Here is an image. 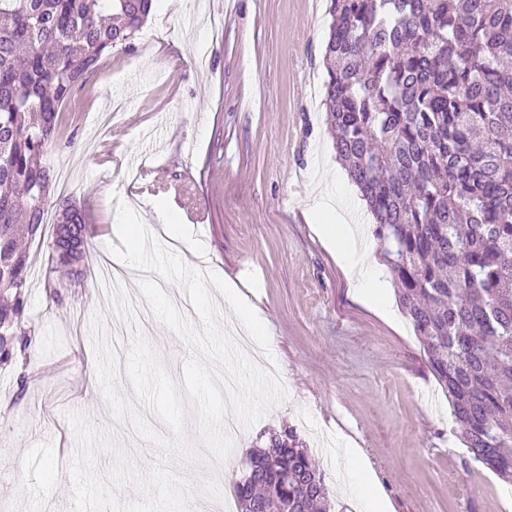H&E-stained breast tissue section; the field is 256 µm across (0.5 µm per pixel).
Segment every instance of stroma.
Masks as SVG:
<instances>
[{
    "mask_svg": "<svg viewBox=\"0 0 512 512\" xmlns=\"http://www.w3.org/2000/svg\"><path fill=\"white\" fill-rule=\"evenodd\" d=\"M327 0H157L156 23L117 46L63 104L43 161L50 212L82 209L91 264L128 253L114 224H152L172 204L199 250L196 270L250 289L287 396L239 428L223 466L183 400L189 455L141 438L167 426L137 400L115 360L134 327L92 279L52 302L49 248L34 243L33 329L22 369H0V512H218L231 477L269 434L294 429L325 474L333 512H358L331 449L361 448L389 512H512V485L472 460L413 324L387 319L348 282L308 212L346 200L372 218L336 159L323 95ZM143 337L175 383L191 347L160 321ZM26 384H19V374Z\"/></svg>",
    "mask_w": 512,
    "mask_h": 512,
    "instance_id": "35a3bbf8",
    "label": "stroma"
}]
</instances>
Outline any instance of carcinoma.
Listing matches in <instances>:
<instances>
[{
  "mask_svg": "<svg viewBox=\"0 0 512 512\" xmlns=\"http://www.w3.org/2000/svg\"><path fill=\"white\" fill-rule=\"evenodd\" d=\"M153 0H0V368L30 346L31 262L85 278L81 211L48 222L39 163L65 100ZM324 105L336 155L472 458L512 481V0H330ZM237 512H330L292 429L252 449Z\"/></svg>",
  "mask_w": 512,
  "mask_h": 512,
  "instance_id": "carcinoma-1",
  "label": "carcinoma"
}]
</instances>
